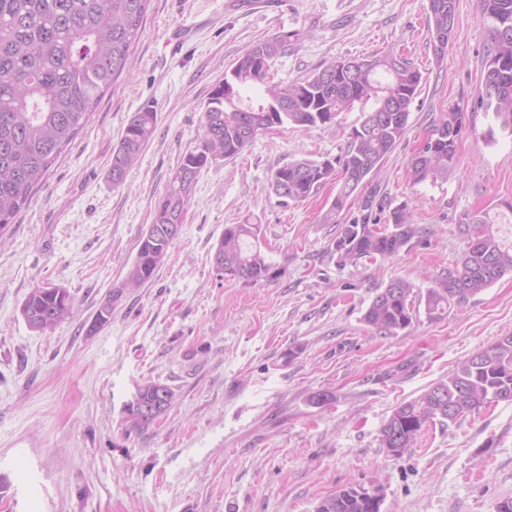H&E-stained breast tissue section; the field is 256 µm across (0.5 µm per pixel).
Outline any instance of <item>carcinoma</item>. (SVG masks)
<instances>
[{
    "mask_svg": "<svg viewBox=\"0 0 512 512\" xmlns=\"http://www.w3.org/2000/svg\"><path fill=\"white\" fill-rule=\"evenodd\" d=\"M149 0H0V232L28 202L32 190L86 124L95 105L116 76L129 65L130 50ZM489 22L485 74L478 91L479 107L493 112L512 131V0H478ZM456 0H428L431 38L455 25ZM288 36L276 35L252 44L210 93L201 117L197 148L188 151L168 177L137 255L123 282L100 307L96 319L105 325L114 304L127 289L143 287L154 277L178 236L186 207L202 168L220 159H233L252 141V132L288 124L319 127L336 122L343 112L363 107L352 128L344 155L333 160L298 159L271 173L270 187L283 202L299 203L313 190L339 175L340 186L328 212L336 218L347 201L404 137L410 105L418 94L421 75L407 60L393 54H373L353 70L345 59H333L303 79L288 84L267 81L270 63L283 55ZM371 108H366V105ZM156 112L136 113L112 153L111 176L123 182L152 138ZM463 128L458 110L434 129L407 166L412 183H435L448 176ZM396 231L384 234L372 224H350L336 240V251L352 263L390 256L423 236L404 207L391 214ZM498 216L486 210L466 212L458 224L467 247L454 269L438 277L421 296L401 278L379 291L367 311V325L395 335L417 319L441 320L452 306H461L512 273V242L493 230ZM260 225L227 224L213 253V264L224 275L250 283L275 276L259 246ZM74 311V297L60 286H40L24 300L21 314L27 325L49 333ZM171 387L150 381L138 388L126 408L136 430L155 417L139 409L157 407V415L172 405ZM499 401H512V334L500 337L460 362L455 370L416 398L394 410L382 429L381 444L398 457L432 422L454 423L461 417ZM315 512H380L375 496L344 489L323 499Z\"/></svg>",
    "mask_w": 512,
    "mask_h": 512,
    "instance_id": "1",
    "label": "carcinoma"
}]
</instances>
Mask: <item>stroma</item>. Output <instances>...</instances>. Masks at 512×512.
Wrapping results in <instances>:
<instances>
[{
  "label": "stroma",
  "mask_w": 512,
  "mask_h": 512,
  "mask_svg": "<svg viewBox=\"0 0 512 512\" xmlns=\"http://www.w3.org/2000/svg\"><path fill=\"white\" fill-rule=\"evenodd\" d=\"M428 0H150L124 71L0 244V512H314L347 488L381 497V512H497L512 498V403L433 422L402 457L381 431L393 410L473 353L512 332V275L446 319L414 320L384 336L363 320L376 293L403 278L417 290L455 267L467 212L512 203V132L475 108L489 31L477 0H456L453 34L437 54ZM291 33L274 81L333 58L393 53L422 75L398 146L335 222V181L282 204L272 171L301 157L343 155L361 111L335 124L258 135L237 157L203 168L179 236L154 278L125 291L111 321H92L124 280L168 176L200 141L213 86L254 42ZM156 131L123 184L112 150L134 115ZM463 110L446 179L410 183L413 154ZM406 206L423 242L396 255L341 262L334 242L363 216L392 230ZM250 221L275 275L248 283L218 274L225 225ZM53 284L75 298L54 331L20 314ZM170 386L172 406L132 430L138 386ZM328 391L331 405L314 404Z\"/></svg>",
  "instance_id": "1"
}]
</instances>
